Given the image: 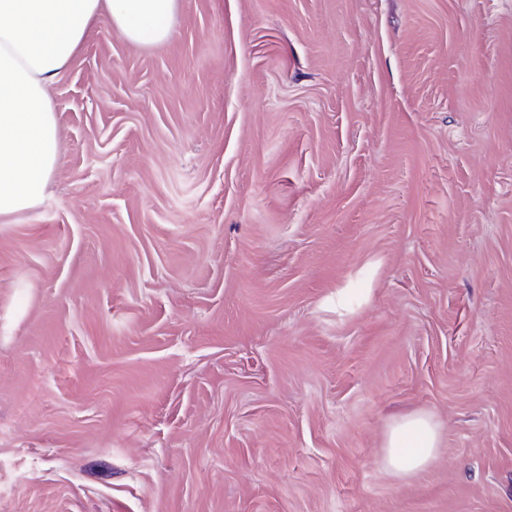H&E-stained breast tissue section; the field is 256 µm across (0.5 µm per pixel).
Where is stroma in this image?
I'll use <instances>...</instances> for the list:
<instances>
[{
	"label": "stroma",
	"instance_id": "stroma-1",
	"mask_svg": "<svg viewBox=\"0 0 512 512\" xmlns=\"http://www.w3.org/2000/svg\"><path fill=\"white\" fill-rule=\"evenodd\" d=\"M52 96L0 512H512V0H180ZM438 445V433L430 419L422 416L403 419L389 432L385 463L397 475L415 474L434 459Z\"/></svg>",
	"mask_w": 512,
	"mask_h": 512
}]
</instances>
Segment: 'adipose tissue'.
<instances>
[{
    "mask_svg": "<svg viewBox=\"0 0 512 512\" xmlns=\"http://www.w3.org/2000/svg\"><path fill=\"white\" fill-rule=\"evenodd\" d=\"M179 0H0V216L34 208L59 161L50 91L100 20L128 42L166 41ZM439 445L430 419L390 430L385 463L407 476L426 468Z\"/></svg>",
    "mask_w": 512,
    "mask_h": 512,
    "instance_id": "adipose-tissue-1",
    "label": "adipose tissue"
}]
</instances>
